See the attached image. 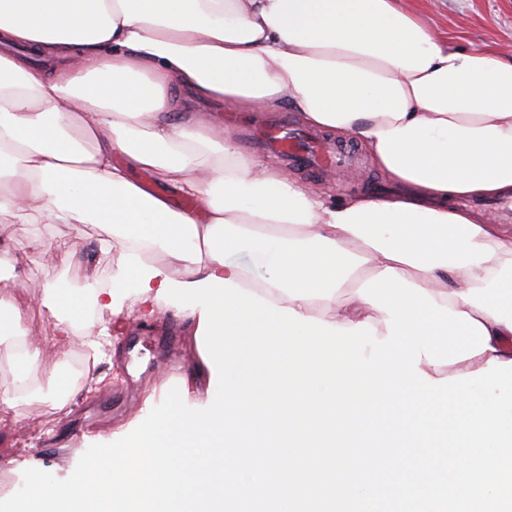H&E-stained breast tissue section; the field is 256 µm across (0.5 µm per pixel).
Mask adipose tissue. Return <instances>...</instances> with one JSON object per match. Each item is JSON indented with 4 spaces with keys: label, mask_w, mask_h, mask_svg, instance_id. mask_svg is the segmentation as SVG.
I'll list each match as a JSON object with an SVG mask.
<instances>
[{
    "label": "adipose tissue",
    "mask_w": 512,
    "mask_h": 512,
    "mask_svg": "<svg viewBox=\"0 0 512 512\" xmlns=\"http://www.w3.org/2000/svg\"><path fill=\"white\" fill-rule=\"evenodd\" d=\"M0 43L26 49L0 54V224H96L100 251L118 256L106 288L91 276L83 290L40 296L15 280L58 339L85 324L90 297L116 319L131 298L141 316L161 314L167 271L141 245L177 261L179 281L214 275L304 316L369 322L380 339L386 314L355 288L391 267L486 328L488 350L452 374L512 360V233L448 205L512 197V60L448 48L399 0H0ZM174 83L353 135L408 191L328 203L240 156L222 122L168 95ZM202 154L218 159L206 174ZM134 168L202 200L204 215L145 192ZM243 248L270 254L264 276L230 261ZM24 319L0 297V335L19 346L3 409L35 357Z\"/></svg>",
    "instance_id": "adipose-tissue-1"
}]
</instances>
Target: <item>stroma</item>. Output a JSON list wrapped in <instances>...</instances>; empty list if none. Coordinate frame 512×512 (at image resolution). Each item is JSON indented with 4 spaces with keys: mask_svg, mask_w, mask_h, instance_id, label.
I'll return each instance as SVG.
<instances>
[{
    "mask_svg": "<svg viewBox=\"0 0 512 512\" xmlns=\"http://www.w3.org/2000/svg\"><path fill=\"white\" fill-rule=\"evenodd\" d=\"M403 6L426 16L450 48L459 51L496 49L512 57V0H402ZM303 185L322 191L328 202L396 191L395 183L373 163L366 152L348 167H323L310 171L288 166ZM102 230L94 224H0V244L28 256L27 264L0 271V278L29 275L49 288L82 289L88 276L107 278L117 258L99 251ZM0 296L27 306L23 325L40 358L30 371L26 394L7 419H0V455L17 461L36 460L40 468L64 479L80 457L113 432L140 419L146 397L162 401L167 392L191 379L200 360L186 313L169 309L156 319L124 317L112 334V345L92 355L82 342L60 351L53 323L42 307H28L15 289L0 287ZM78 358L75 386L67 405L57 408L46 374L59 353ZM183 366L179 377L166 373L170 363Z\"/></svg>",
    "mask_w": 512,
    "mask_h": 512,
    "instance_id": "35a3bbf8",
    "label": "stroma"
}]
</instances>
